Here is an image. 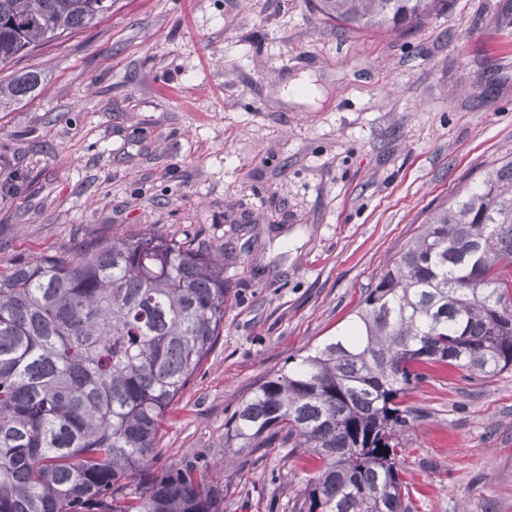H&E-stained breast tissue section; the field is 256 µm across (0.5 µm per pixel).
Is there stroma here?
<instances>
[{
    "instance_id": "obj_1",
    "label": "stroma",
    "mask_w": 512,
    "mask_h": 512,
    "mask_svg": "<svg viewBox=\"0 0 512 512\" xmlns=\"http://www.w3.org/2000/svg\"><path fill=\"white\" fill-rule=\"evenodd\" d=\"M32 68L39 94L0 112V266L146 229L223 245L224 330L155 465L223 471L224 512H295L312 461L225 447V425L512 154V0L384 32L312 0H118L0 79ZM299 75L305 104L283 93ZM408 401V512H512V369L437 368Z\"/></svg>"
}]
</instances>
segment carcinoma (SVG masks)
<instances>
[{"mask_svg":"<svg viewBox=\"0 0 512 512\" xmlns=\"http://www.w3.org/2000/svg\"><path fill=\"white\" fill-rule=\"evenodd\" d=\"M117 0H0V69ZM451 0H314L340 29L411 28ZM40 73L0 83V112ZM224 246L146 230L0 268V512H224V474L157 470L166 413L224 329ZM512 367V159L432 212L349 323L263 381L233 448L318 463L299 512H407V403L430 369Z\"/></svg>","mask_w":512,"mask_h":512,"instance_id":"cac0c4a2","label":"carcinoma"}]
</instances>
